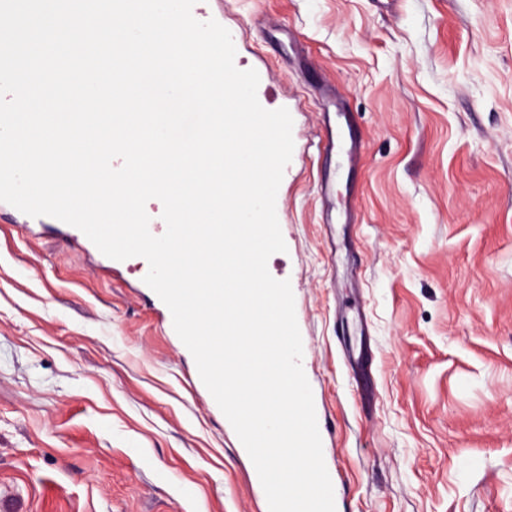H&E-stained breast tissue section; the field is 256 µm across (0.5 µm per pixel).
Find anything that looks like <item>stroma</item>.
<instances>
[{
	"instance_id": "obj_1",
	"label": "stroma",
	"mask_w": 512,
	"mask_h": 512,
	"mask_svg": "<svg viewBox=\"0 0 512 512\" xmlns=\"http://www.w3.org/2000/svg\"><path fill=\"white\" fill-rule=\"evenodd\" d=\"M213 10L293 118L268 270L345 512H512V0ZM141 271L0 207V512H264Z\"/></svg>"
}]
</instances>
